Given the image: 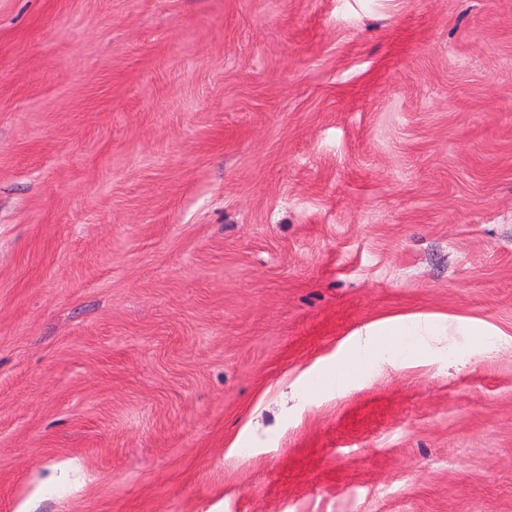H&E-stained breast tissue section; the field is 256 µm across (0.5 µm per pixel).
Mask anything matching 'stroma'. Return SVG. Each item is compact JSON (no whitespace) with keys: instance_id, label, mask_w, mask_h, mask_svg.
Returning <instances> with one entry per match:
<instances>
[{"instance_id":"stroma-1","label":"stroma","mask_w":512,"mask_h":512,"mask_svg":"<svg viewBox=\"0 0 512 512\" xmlns=\"http://www.w3.org/2000/svg\"><path fill=\"white\" fill-rule=\"evenodd\" d=\"M0 512H512V0H0ZM434 323L429 318H415L409 324L391 321L380 328H369L358 336H367L365 347L373 343L372 336H433Z\"/></svg>"}]
</instances>
